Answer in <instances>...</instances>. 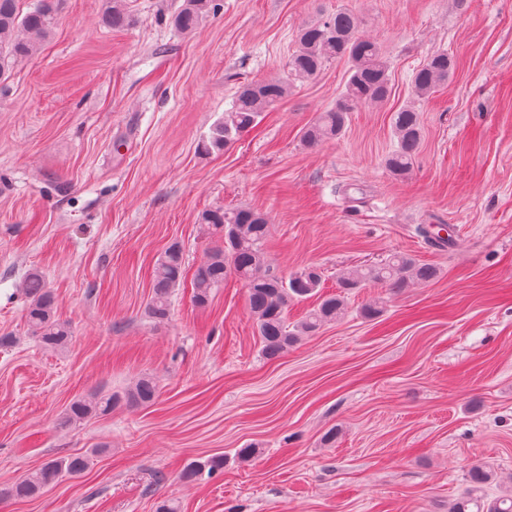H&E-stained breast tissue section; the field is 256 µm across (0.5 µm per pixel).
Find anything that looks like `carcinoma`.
Wrapping results in <instances>:
<instances>
[{"mask_svg": "<svg viewBox=\"0 0 512 512\" xmlns=\"http://www.w3.org/2000/svg\"><path fill=\"white\" fill-rule=\"evenodd\" d=\"M63 2L38 0L24 11L20 0H0V79L13 65L37 52L39 43L53 32ZM218 9L217 0H182L170 15L169 24L182 33L191 34L204 26ZM105 18L117 29L134 22L125 0H107ZM360 24L357 14L340 8L302 25L283 72L275 78L239 83L231 107L199 141V152L210 155L231 148L296 84L313 80L327 63L337 59H345L349 64L344 90L332 108L319 113L303 129L302 141L306 145L315 146L341 135L351 113L362 106L384 102L390 93V64L376 42L358 36ZM456 68V59L446 52L430 56L411 77L417 99L428 97L447 83ZM391 123L396 145L385 163L393 175L404 177L411 171L422 140L415 104L394 112ZM200 223L207 225L221 244L210 251L193 274V301L199 306L206 305L214 292L224 287L227 277L235 276L247 289L248 310L256 325L263 355L269 359L279 357L301 337L318 333L324 325L344 314L346 294L350 290L381 286L397 291L411 284L426 285L441 274L440 268L432 263L396 253L378 264L341 271L337 277L341 291L323 295V274L316 266L301 268L285 277L265 270L271 224L262 214L246 206L216 207L203 211ZM185 274L183 247L174 241L155 264L153 291L147 306L150 317L158 321L169 318L171 295L183 282ZM23 291L27 298L25 317L32 335L46 347H65L71 331L58 317L54 294L43 275L37 271L29 273ZM312 296L318 297V304L299 321L288 323L290 305ZM157 393L156 379L143 376L123 392H100L89 400L74 401L64 419L71 423L107 414L119 406L146 405ZM220 466L221 462L215 460L194 461L183 471L182 478L194 481ZM89 467L88 456L53 459L8 488L6 495L13 498L35 496L60 477L79 476ZM492 481V472L480 465L472 466L468 471V488L450 504L448 512H512V489L499 494L487 506L481 504L478 492Z\"/></svg>", "mask_w": 512, "mask_h": 512, "instance_id": "obj_1", "label": "carcinoma"}]
</instances>
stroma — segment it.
<instances>
[{"label":"stroma","mask_w":512,"mask_h":512,"mask_svg":"<svg viewBox=\"0 0 512 512\" xmlns=\"http://www.w3.org/2000/svg\"><path fill=\"white\" fill-rule=\"evenodd\" d=\"M106 0H65L52 34L0 80V512H448L480 463L512 476V0H219L184 34L159 21L181 0H127L115 29ZM349 8L390 62L391 91L310 147L303 126L333 107L347 78L327 64L227 151L199 138L239 82L279 74L298 27ZM453 79L417 102L423 132L411 172L385 159L390 118L413 101L431 55ZM267 214V259L307 265L336 289L340 270L406 253L442 277L348 310L269 359L246 289L229 278L207 306L176 288L167 321L146 307L152 270L181 242L188 266L215 240L203 210ZM447 224L455 245L420 229ZM41 271L69 323L67 347L31 337L21 285ZM154 402L64 424L69 405L141 375ZM335 429V444L324 443ZM255 446L249 459L238 451ZM89 455L81 476L31 498L3 490L52 459ZM223 458L184 482L190 462ZM106 22L112 28H124L130 26L134 19L127 10L125 0H108L105 12Z\"/></svg>","instance_id":"1"}]
</instances>
